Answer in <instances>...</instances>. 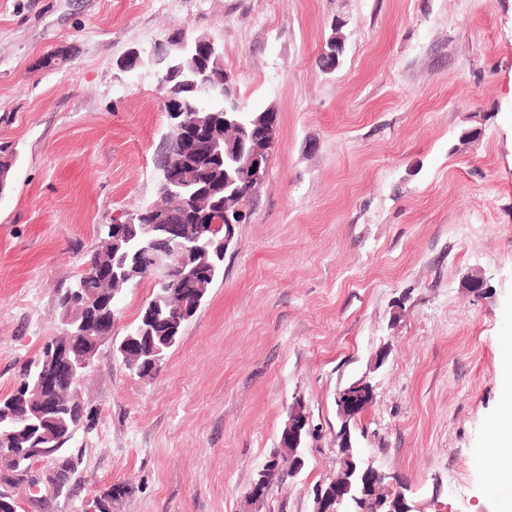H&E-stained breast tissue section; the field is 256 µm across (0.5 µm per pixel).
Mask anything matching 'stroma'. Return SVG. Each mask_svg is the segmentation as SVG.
I'll return each mask as SVG.
<instances>
[{
    "instance_id": "stroma-1",
    "label": "stroma",
    "mask_w": 512,
    "mask_h": 512,
    "mask_svg": "<svg viewBox=\"0 0 512 512\" xmlns=\"http://www.w3.org/2000/svg\"><path fill=\"white\" fill-rule=\"evenodd\" d=\"M208 35L278 125L224 276L151 380L101 347L68 493L18 512H311L340 467L336 394L365 459L417 512H499L484 462L512 339V0H0V398L57 333L58 292L114 215L155 200L168 127L129 50ZM339 33L340 65L316 58ZM302 398L307 465L252 488ZM367 382L362 380L351 387H344L337 393L336 400L340 403L339 415L342 419L344 429L347 423L360 414L365 408H367L374 400V394L372 397H367L363 390H357L362 384ZM345 398V403L342 398ZM336 401V405L338 402Z\"/></svg>"
}]
</instances>
